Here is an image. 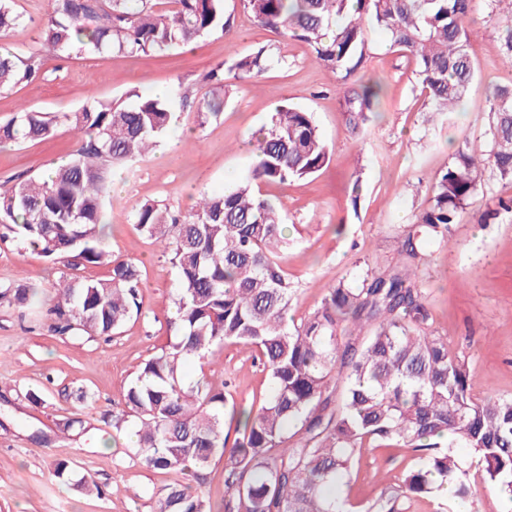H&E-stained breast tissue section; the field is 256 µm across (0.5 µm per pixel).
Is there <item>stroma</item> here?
Masks as SVG:
<instances>
[{
    "label": "stroma",
    "mask_w": 512,
    "mask_h": 512,
    "mask_svg": "<svg viewBox=\"0 0 512 512\" xmlns=\"http://www.w3.org/2000/svg\"><path fill=\"white\" fill-rule=\"evenodd\" d=\"M13 6L23 20L4 45L26 55L40 46L50 2L14 0ZM225 12L230 33H210L193 47L150 56L53 57L36 81L0 91L1 122L24 108L59 120L50 138L0 147V186L48 174L74 153L77 141L61 118L91 100L178 86L192 102L144 159L121 168L124 188L105 203V240L113 257L134 261L140 270L141 309L120 333L107 340L63 335L48 313L58 281L105 279L109 266L74 270L51 264L32 246L0 243V290L23 285L36 291L24 306L0 300V512H154L164 489L184 480L140 463L131 432L103 421L122 413L129 383L169 334L178 272L133 224L131 215L141 204L192 213L202 195L244 181L254 162L244 143L277 105L286 101L311 112L329 163L314 176L261 188L288 226L285 266L296 289L290 315L298 322L338 281H356L369 269L396 262L399 242L426 207L436 177L451 164L454 146L486 153L491 92L512 86V63L504 60L499 40L507 16L491 0H472L476 78L459 110L439 122L430 119L414 60L390 48L376 27L368 29L369 57L343 81L305 41L255 24L240 0H225ZM261 47L274 56L262 76L221 89L209 81L216 65ZM374 80L383 86L379 102L360 127H352L344 97ZM216 97L226 101L219 115L198 111V104ZM502 199H512V181L486 173L483 191L451 227V247H431L422 269L433 327L450 349L465 355L471 390L480 399L512 397V214L499 211ZM203 373L223 383L239 410L258 409L271 393L268 368L238 345H224L206 361L185 366L187 377ZM69 419L81 420L82 433L62 431ZM459 456L474 489L469 512H512V500L486 480L473 454L463 449ZM420 457L400 444L361 448L336 493L362 506L384 493L394 512H448L449 498L401 493ZM63 458L77 465L68 481L51 475L53 461ZM82 477L93 491L76 486Z\"/></svg>",
    "instance_id": "1"
}]
</instances>
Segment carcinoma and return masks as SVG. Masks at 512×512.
<instances>
[{
	"mask_svg": "<svg viewBox=\"0 0 512 512\" xmlns=\"http://www.w3.org/2000/svg\"><path fill=\"white\" fill-rule=\"evenodd\" d=\"M12 0H0V39L19 22ZM262 27L300 38L315 58L344 77L355 74L368 51L365 21L384 31L391 46L416 62V75L433 114L454 111L474 78L465 26L470 0H242ZM224 0H53L41 49L22 57L0 52V90L33 82L45 59L62 55H152L200 37L229 32ZM267 50L217 66L210 80L257 77ZM379 89L345 96L359 125L374 111ZM489 150L481 158L463 148L443 171L426 208L410 225L387 271H369L360 285L338 282L321 305L289 323L293 283L283 264V215L257 187L302 179L329 161L310 112L284 103L252 137L256 162L238 187L204 197L188 216L159 204L135 211L137 228L161 244L178 270L170 339L140 367L124 396L127 411L112 427L137 437L134 456L160 470L191 469L204 480L211 462L224 459L223 512H355L336 496L355 453L374 443L424 452L403 480V493L425 497L452 488L465 503L468 471L448 436L478 458L487 479L512 495V398L477 399L465 357L448 348L432 327L419 273L428 248L448 245L449 226L479 195L485 169L512 180V88L492 94ZM187 95L170 89L159 99L131 90L123 100L91 101L64 115L79 147L45 180L0 188V240L27 242L53 262L112 264L104 280H64L52 314L59 332L116 334L140 309V270L110 260L100 223L111 192L109 169L151 152L177 120ZM56 123L21 110L0 123V146L19 135L44 138ZM370 326L358 342L343 323ZM255 353L269 368L273 390L246 417L233 444L224 436V386L206 375L184 376L191 359L203 360L224 344ZM302 431L289 443L293 428ZM156 512H211L191 487L166 488Z\"/></svg>",
	"mask_w": 512,
	"mask_h": 512,
	"instance_id": "carcinoma-1",
	"label": "carcinoma"
}]
</instances>
